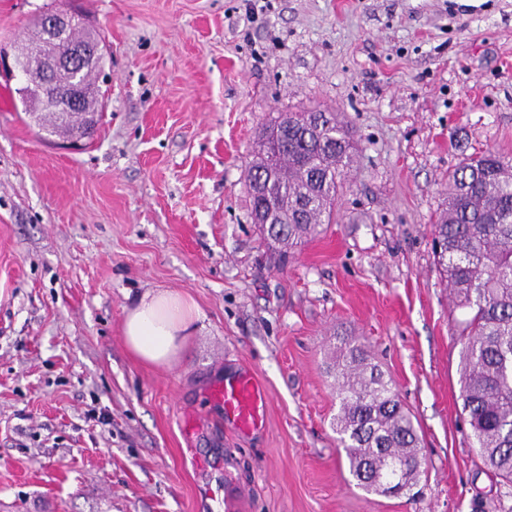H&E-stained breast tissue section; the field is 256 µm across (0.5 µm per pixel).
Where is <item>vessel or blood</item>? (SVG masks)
Instances as JSON below:
<instances>
[{"label": "vessel or blood", "mask_w": 512, "mask_h": 512, "mask_svg": "<svg viewBox=\"0 0 512 512\" xmlns=\"http://www.w3.org/2000/svg\"><path fill=\"white\" fill-rule=\"evenodd\" d=\"M207 399L224 415V423L242 435H252L266 426L269 400L258 377L246 367L225 372L206 391Z\"/></svg>", "instance_id": "b4317fda"}]
</instances>
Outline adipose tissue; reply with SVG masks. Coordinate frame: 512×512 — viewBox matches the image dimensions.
<instances>
[{"mask_svg": "<svg viewBox=\"0 0 512 512\" xmlns=\"http://www.w3.org/2000/svg\"><path fill=\"white\" fill-rule=\"evenodd\" d=\"M198 318L199 309L191 297L148 291L127 310L121 332L136 359L162 366L183 349Z\"/></svg>", "mask_w": 512, "mask_h": 512, "instance_id": "adipose-tissue-1", "label": "adipose tissue"}]
</instances>
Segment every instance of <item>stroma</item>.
I'll return each mask as SVG.
<instances>
[{"label": "stroma", "mask_w": 512, "mask_h": 512, "mask_svg": "<svg viewBox=\"0 0 512 512\" xmlns=\"http://www.w3.org/2000/svg\"><path fill=\"white\" fill-rule=\"evenodd\" d=\"M51 3L0 0V47ZM71 3L107 45L95 136L48 134L0 80V512H225L200 491L228 480L233 512H512V485L476 464L463 314L432 253L449 172L481 150L512 159V0ZM311 109L341 113L361 152L336 222L283 259L246 175L262 128ZM165 290L200 318L171 365H145L122 322ZM340 333L415 417L410 494L349 474ZM243 365L270 398L254 436L205 394Z\"/></svg>", "instance_id": "stroma-1"}]
</instances>
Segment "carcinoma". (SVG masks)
<instances>
[{
	"label": "carcinoma",
	"mask_w": 512,
	"mask_h": 512,
	"mask_svg": "<svg viewBox=\"0 0 512 512\" xmlns=\"http://www.w3.org/2000/svg\"><path fill=\"white\" fill-rule=\"evenodd\" d=\"M28 115L59 131L56 109L29 97ZM308 113H283L294 124L288 147L274 159L258 151L248 169L272 174L270 199L288 223L260 227L263 238L287 251L318 235L336 219L345 174L356 163L358 142L335 112L320 126ZM436 265L454 307L468 318L460 371L463 411L483 466L512 483V161L490 151L475 153L448 176V199L434 224ZM335 419L348 469L367 492L389 495L387 484L411 490L423 473L421 442L410 413L392 384L369 362L360 338L336 347Z\"/></svg>",
	"instance_id": "1"
}]
</instances>
